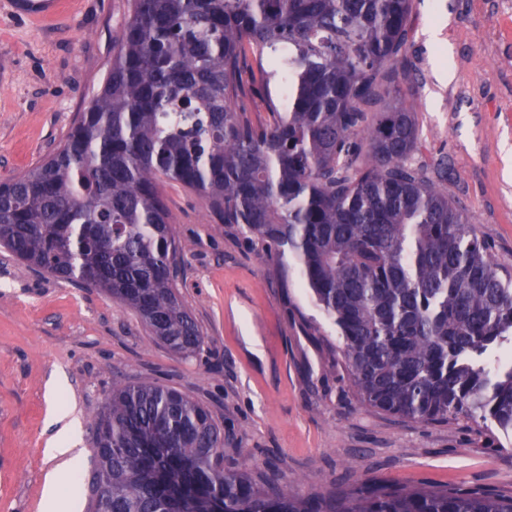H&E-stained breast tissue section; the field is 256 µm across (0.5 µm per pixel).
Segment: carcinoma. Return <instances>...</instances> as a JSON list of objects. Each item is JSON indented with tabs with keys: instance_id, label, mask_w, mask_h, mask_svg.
Wrapping results in <instances>:
<instances>
[{
	"instance_id": "cac0c4a2",
	"label": "carcinoma",
	"mask_w": 512,
	"mask_h": 512,
	"mask_svg": "<svg viewBox=\"0 0 512 512\" xmlns=\"http://www.w3.org/2000/svg\"><path fill=\"white\" fill-rule=\"evenodd\" d=\"M412 7L129 0L103 86L64 146L0 185V247L102 289L170 350L196 353L205 336L177 291L161 191L177 182L295 261L362 401L512 435V269L410 162L415 112L381 88L416 71ZM91 445L105 484L93 512H512V496L462 486L363 483L302 500L287 480L224 468L209 410L159 383L113 384Z\"/></svg>"
}]
</instances>
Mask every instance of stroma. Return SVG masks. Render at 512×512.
I'll return each mask as SVG.
<instances>
[{
    "label": "stroma",
    "instance_id": "obj_1",
    "mask_svg": "<svg viewBox=\"0 0 512 512\" xmlns=\"http://www.w3.org/2000/svg\"><path fill=\"white\" fill-rule=\"evenodd\" d=\"M128 12V0H74L37 24L0 0V184L63 145L103 85ZM409 28L418 72L407 104L421 131L412 159L446 166L441 189L512 266V0H414ZM162 191L182 246L178 293L205 336L197 354L172 353L102 290L0 251V512H42L52 472L87 485L91 423L118 381L202 402L224 433L225 466L292 480L302 499L364 481L512 495L511 440L466 416L424 423L364 403L297 265L268 258L180 184ZM58 377L85 450L72 471L44 454L46 389Z\"/></svg>",
    "mask_w": 512,
    "mask_h": 512
}]
</instances>
